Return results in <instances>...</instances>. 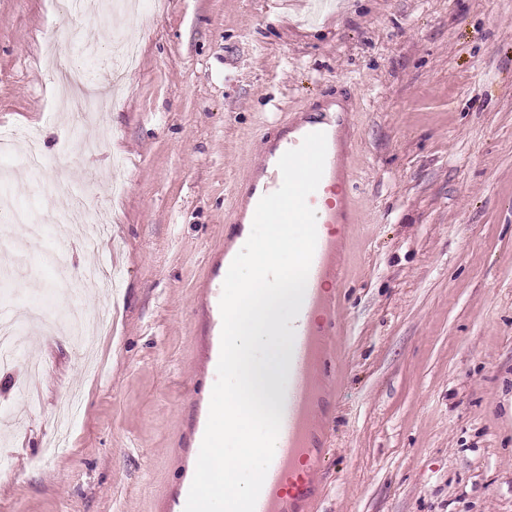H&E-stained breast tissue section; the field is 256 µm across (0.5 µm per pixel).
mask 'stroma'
<instances>
[{
    "instance_id": "35a3bbf8",
    "label": "stroma",
    "mask_w": 512,
    "mask_h": 512,
    "mask_svg": "<svg viewBox=\"0 0 512 512\" xmlns=\"http://www.w3.org/2000/svg\"><path fill=\"white\" fill-rule=\"evenodd\" d=\"M59 0H0V197L39 218L0 261V313H49L0 367V512H179L190 430L217 375L200 364V296L264 139L349 90L358 222L332 340L335 383L316 512H512V0H132L66 27ZM139 45L112 83L106 53ZM109 99L58 110L56 57ZM35 132L42 184L29 185ZM105 138L98 153L82 142ZM98 180L99 249L46 218ZM109 310L84 357L63 322ZM82 398L64 453L53 415Z\"/></svg>"
}]
</instances>
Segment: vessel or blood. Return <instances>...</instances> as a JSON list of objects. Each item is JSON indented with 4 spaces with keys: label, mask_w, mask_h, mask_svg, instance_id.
<instances>
[{
    "label": "vessel or blood",
    "mask_w": 512,
    "mask_h": 512,
    "mask_svg": "<svg viewBox=\"0 0 512 512\" xmlns=\"http://www.w3.org/2000/svg\"><path fill=\"white\" fill-rule=\"evenodd\" d=\"M351 114V109L345 107L332 112L305 111L285 131L267 138L261 160L245 184L244 201L233 219L234 224L241 227L252 223L259 200L282 184L278 168L281 156L300 146L307 134L325 133L327 153L323 177L308 198L317 215V244L302 306L293 322L295 338L288 361V381L280 396L283 416L278 446L255 512H290L298 502L310 506L315 503L311 496V487L316 481L315 456L311 448L316 434L315 394L335 370V355L327 338L336 332L339 294L334 285L342 280L336 267V247L352 221L346 168Z\"/></svg>",
    "instance_id": "1"
}]
</instances>
